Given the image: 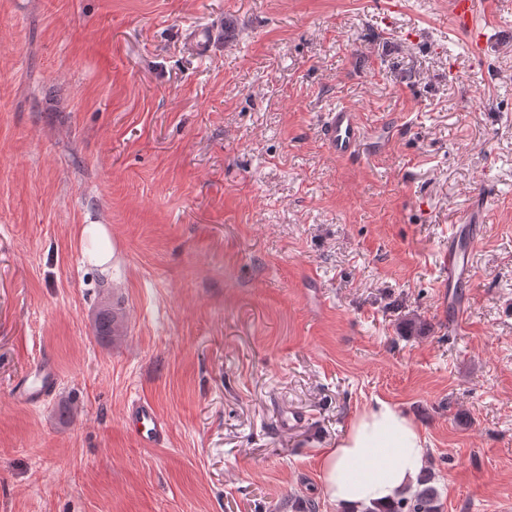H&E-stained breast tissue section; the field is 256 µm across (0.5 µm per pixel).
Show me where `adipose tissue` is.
Here are the masks:
<instances>
[{
    "label": "adipose tissue",
    "mask_w": 512,
    "mask_h": 512,
    "mask_svg": "<svg viewBox=\"0 0 512 512\" xmlns=\"http://www.w3.org/2000/svg\"><path fill=\"white\" fill-rule=\"evenodd\" d=\"M425 458L418 426L397 407L377 402L324 455V493L341 512L390 505L415 484Z\"/></svg>",
    "instance_id": "ef3b65f1"
}]
</instances>
